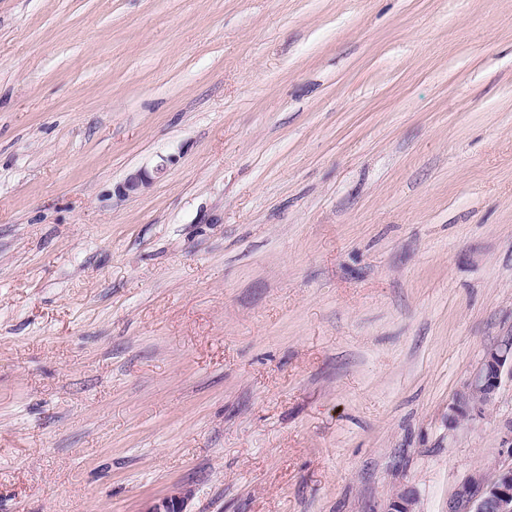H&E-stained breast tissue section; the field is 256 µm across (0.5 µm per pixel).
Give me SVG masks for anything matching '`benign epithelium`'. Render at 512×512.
Returning <instances> with one entry per match:
<instances>
[{"instance_id":"1","label":"benign epithelium","mask_w":512,"mask_h":512,"mask_svg":"<svg viewBox=\"0 0 512 512\" xmlns=\"http://www.w3.org/2000/svg\"><path fill=\"white\" fill-rule=\"evenodd\" d=\"M151 183L144 171L130 174L116 187L120 197H135ZM512 380V336L506 337L484 353L479 369L467 380L451 422L457 417H474L494 402L504 378ZM500 461L495 477L489 481L484 472L474 471L448 500V512H512V425L501 440ZM191 491L181 487L150 503L143 512H187Z\"/></svg>"}]
</instances>
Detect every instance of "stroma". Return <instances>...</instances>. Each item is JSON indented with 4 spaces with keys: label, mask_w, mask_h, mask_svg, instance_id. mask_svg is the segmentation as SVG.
I'll list each match as a JSON object with an SVG mask.
<instances>
[{
    "label": "stroma",
    "mask_w": 512,
    "mask_h": 512,
    "mask_svg": "<svg viewBox=\"0 0 512 512\" xmlns=\"http://www.w3.org/2000/svg\"><path fill=\"white\" fill-rule=\"evenodd\" d=\"M510 334L512 0H0V512H448ZM150 183L151 177L145 171H137L130 174L115 190L120 197H135L148 188ZM505 377L512 381V336L486 350L479 369L465 383L459 402L452 410L451 424L456 423L459 416L473 418L482 414L494 402ZM474 395H479L481 401L474 403ZM190 497V490L177 488L169 495L151 502L143 512H189L186 509Z\"/></svg>",
    "instance_id": "stroma-1"
}]
</instances>
